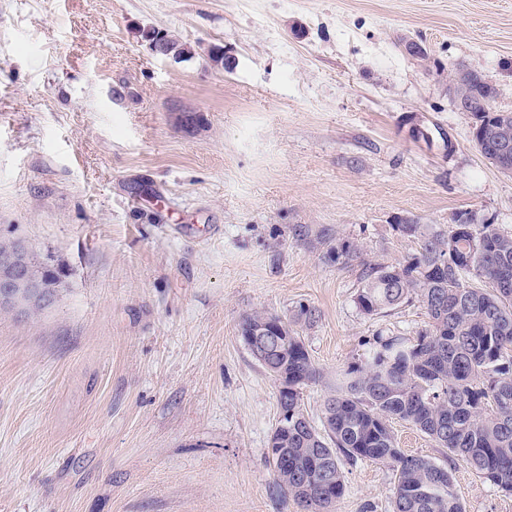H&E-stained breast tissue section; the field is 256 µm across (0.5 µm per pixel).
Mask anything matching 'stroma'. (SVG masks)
Wrapping results in <instances>:
<instances>
[{"label": "stroma", "instance_id": "1", "mask_svg": "<svg viewBox=\"0 0 512 512\" xmlns=\"http://www.w3.org/2000/svg\"><path fill=\"white\" fill-rule=\"evenodd\" d=\"M150 27L191 57L154 56ZM462 65L512 112V0H0V240L63 273L48 308L0 311V512H303L239 325L316 310L298 333L319 419L377 336L426 316L362 314L359 265L295 226L370 263L415 252L405 218L512 232V174L448 95ZM343 472L334 512H392L390 466ZM452 477L465 512H512L463 462ZM329 256L336 264L347 267L351 265L352 262L361 259L362 253L357 244L350 241L337 242L336 238V248H330Z\"/></svg>", "mask_w": 512, "mask_h": 512}]
</instances>
